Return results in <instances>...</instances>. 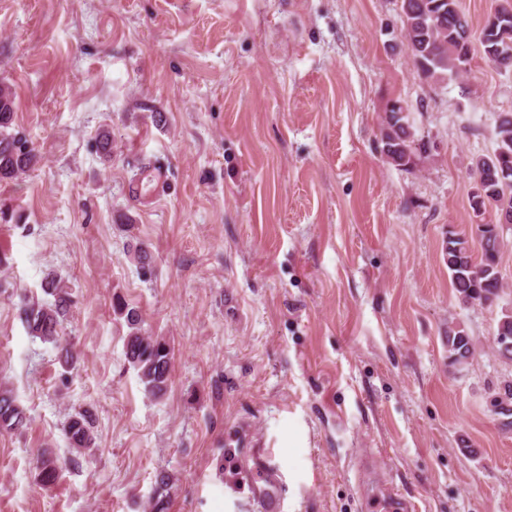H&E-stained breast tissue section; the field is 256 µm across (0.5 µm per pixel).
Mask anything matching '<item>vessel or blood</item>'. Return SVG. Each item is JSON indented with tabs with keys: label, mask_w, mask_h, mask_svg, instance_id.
Wrapping results in <instances>:
<instances>
[{
	"label": "vessel or blood",
	"mask_w": 512,
	"mask_h": 512,
	"mask_svg": "<svg viewBox=\"0 0 512 512\" xmlns=\"http://www.w3.org/2000/svg\"><path fill=\"white\" fill-rule=\"evenodd\" d=\"M224 444L232 453L228 464L248 489L247 498L256 512H285L287 483L269 448L256 438L248 425L230 429ZM371 512H408L409 503L394 493H383L369 501Z\"/></svg>",
	"instance_id": "obj_1"
}]
</instances>
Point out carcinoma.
<instances>
[{"instance_id":"carcinoma-1","label":"carcinoma","mask_w":512,"mask_h":512,"mask_svg":"<svg viewBox=\"0 0 512 512\" xmlns=\"http://www.w3.org/2000/svg\"><path fill=\"white\" fill-rule=\"evenodd\" d=\"M403 30L408 42L413 67L417 75L428 79H453L466 69L469 61L466 45L472 31L459 0H401ZM480 34L486 36L481 43L486 59L496 63L499 47L512 43V15L487 17ZM14 95L11 89L0 84V180L15 179L29 171L36 160L34 149L19 134L6 132L13 122ZM382 152L395 166L407 168L412 157L424 149L415 138L410 115L400 102H394L385 112L381 128ZM496 144L509 148L508 168L512 170V114L498 115ZM469 168L484 176L486 201L471 202L476 215L493 206L498 214L512 215V185L503 189L499 153L471 159ZM480 259H475L469 239L450 232L443 246V260L448 267L453 288L464 302L492 304L503 288L498 269L505 242L499 235L484 234L479 238ZM45 294L51 301L23 302L18 317L35 338L54 344L60 350L59 362L68 368L74 355L63 343L60 327L67 311L69 298L58 276L49 272L43 279ZM129 332L125 341V356L138 371L145 391L152 396L161 395L169 381L172 349L162 339L145 336L141 330V315L134 308H120ZM474 343L463 330L448 334V359L453 365H462L472 356ZM27 423L24 408L18 403L11 389L0 386V431L17 430ZM93 419L87 410L69 414L64 434L70 451L82 455L94 447ZM34 468L41 485L50 486L61 476L62 465L54 449L44 448L34 460Z\"/></svg>"}]
</instances>
